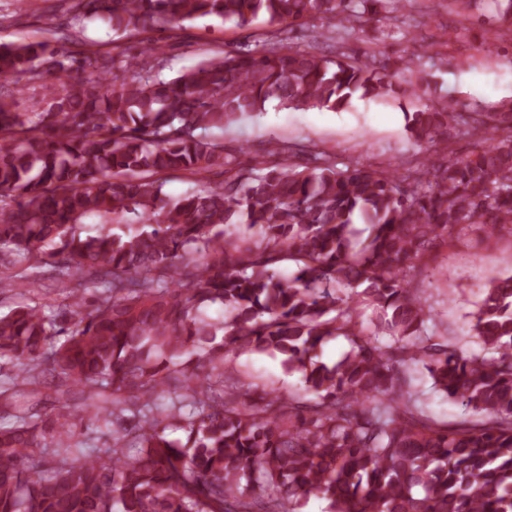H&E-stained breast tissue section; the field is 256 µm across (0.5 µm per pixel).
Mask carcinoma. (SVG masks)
<instances>
[{
    "mask_svg": "<svg viewBox=\"0 0 512 512\" xmlns=\"http://www.w3.org/2000/svg\"><path fill=\"white\" fill-rule=\"evenodd\" d=\"M66 2L68 29L100 21L130 43L198 19L271 30L171 80L120 44L103 80L96 43L63 30L0 44V267L23 269L0 288L32 287L33 260L102 288L89 303L60 282L59 322L37 302L0 313V358L15 369L0 378V512H296L312 495L324 512H512V274L484 289L466 354L418 280L464 228L512 233V113L496 137L490 115L451 96L406 113L417 145L461 125L471 138L467 154H429L406 175L302 165L273 142L241 168L213 134L271 100L339 110L393 96L397 78L417 95L401 56L330 58L279 38L318 20L344 42L365 16L416 0ZM453 2L466 20L489 2L512 20V0ZM45 78L49 92H30ZM214 168L221 186L205 181ZM171 172L198 188L170 198L159 175ZM338 336L350 350L322 361ZM230 352L279 354L303 388L242 391ZM426 377L477 418L432 413ZM45 387L92 402L112 426L108 455L71 458L76 424L47 412ZM178 430L185 441L168 438ZM44 448L57 449L48 475Z\"/></svg>",
    "mask_w": 512,
    "mask_h": 512,
    "instance_id": "cac0c4a2",
    "label": "carcinoma"
}]
</instances>
